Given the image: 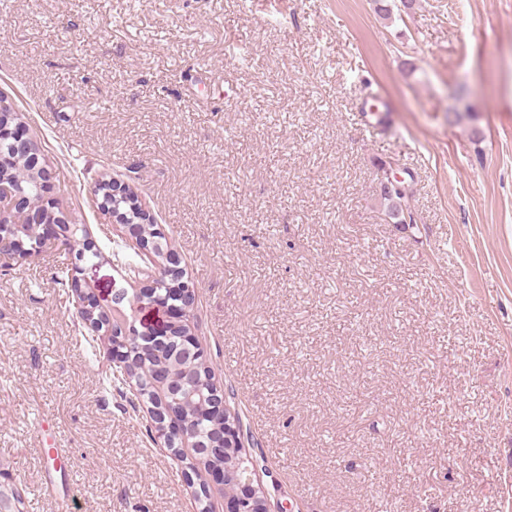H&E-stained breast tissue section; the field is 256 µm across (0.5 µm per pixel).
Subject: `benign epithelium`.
Here are the masks:
<instances>
[{
  "instance_id": "7a95c632",
  "label": "benign epithelium",
  "mask_w": 512,
  "mask_h": 512,
  "mask_svg": "<svg viewBox=\"0 0 512 512\" xmlns=\"http://www.w3.org/2000/svg\"><path fill=\"white\" fill-rule=\"evenodd\" d=\"M0 139L9 141L8 153H0V164L10 156L26 161L28 169L42 178L43 190H48L51 172L41 162L37 143L19 115L3 105L0 106ZM94 195L99 198V208L104 215L112 223L125 229V245L149 257L152 269H143L141 274L132 276L136 283L140 281V275L146 276L145 284L135 289V297L127 298V293L122 290L115 293L113 305L103 306L92 288L78 276V262L84 259L85 253L93 251L94 245L87 237L83 238L80 245H72L71 254L74 255L75 262L69 268L68 280L69 288L76 296V314L80 321L91 335L107 339L106 350L114 367L128 371L133 369L137 363L134 345L148 342L160 346L169 331L179 327L186 329V338L172 351L171 359L177 364L208 361L205 348L189 324L196 300L195 289L183 280V270L179 267L180 261L174 249L169 246L162 247L161 240L165 238V234L161 229L156 227L153 235L146 234L145 227L154 223V218L143 205L137 191L129 183L115 177L102 178L95 184ZM108 198L114 202L110 209L105 205ZM69 221V215L57 208L53 199L44 196L41 202L35 203L22 189L0 179V227L3 228L0 233V256L10 257L19 263L38 257L42 252L57 246L59 240L67 236ZM32 226L40 229L37 245L29 250H18L23 245V240L30 235ZM161 278L181 284V287L171 289L178 300L154 306L138 328L125 323L120 330H111L108 321L117 311V304L127 299L130 308L139 309L136 298L151 294L155 281ZM151 383L174 393L193 385L194 378L186 368L181 370L176 366L162 364L155 369ZM206 401L209 409L216 415L222 417L228 414L224 392L220 386H215L206 396ZM180 405L178 400H164L145 406L156 432L157 444L170 449L174 457H180L183 449L189 448L198 462L200 453L210 457L224 454L226 448L244 447L241 427L237 424L224 426V430L213 435L206 443L189 442ZM234 464V457L229 456L224 458V464L211 466L206 470L212 483L220 486V491L223 492L224 512H270L264 489L254 484L250 475L244 479L238 477Z\"/></svg>"
}]
</instances>
